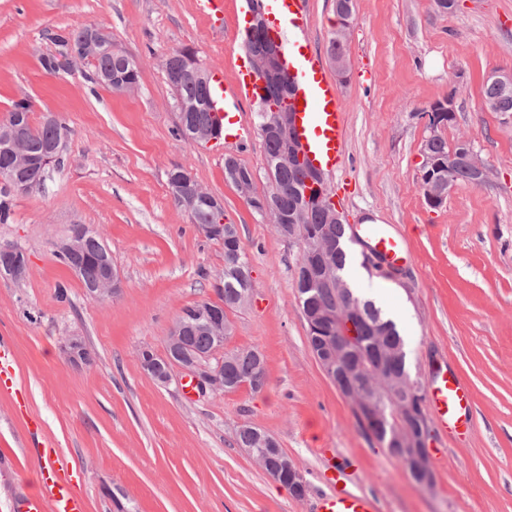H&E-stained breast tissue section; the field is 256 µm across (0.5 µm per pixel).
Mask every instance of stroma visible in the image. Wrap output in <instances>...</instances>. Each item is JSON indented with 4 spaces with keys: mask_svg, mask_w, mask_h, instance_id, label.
Instances as JSON below:
<instances>
[{
    "mask_svg": "<svg viewBox=\"0 0 512 512\" xmlns=\"http://www.w3.org/2000/svg\"><path fill=\"white\" fill-rule=\"evenodd\" d=\"M353 5L348 70L326 69L347 114L349 162L327 185L348 223L376 218L406 237L411 260L396 278L364 273L360 282L398 314L414 372L445 368L468 384L471 433L430 421L435 480L420 486L364 434L321 369L295 288L298 246L224 172L235 158L254 174L251 192L268 187L256 101L224 104L249 128L246 143L178 135L167 57L192 50L233 84L247 60L246 0H223L209 17L195 0H0V121L26 98L32 124L52 113L71 128L64 167L44 190L17 196L12 223L0 224V239L29 257L24 279L0 276V336L11 340L14 372L0 383V512L38 486L32 419L62 448L87 512H309L335 456L358 457L350 487L373 494L379 512H512V115L489 111L482 94L492 72H512V0H460L451 13L434 0ZM88 24L136 60L134 90L90 83L88 59L45 73L52 35ZM448 95L455 118L442 136L469 140L489 175L432 207L421 190L422 111ZM177 166L222 201L248 258L251 301L228 312L224 349L263 353L259 390L188 397L184 370L160 386L140 368V350L163 352L182 309L216 300L222 284V243L170 194ZM74 224L97 232L121 271L112 301L90 299L53 254ZM72 334L94 351L92 364L67 363L61 342ZM244 422L278 441L304 477L303 496L238 448Z\"/></svg>",
    "mask_w": 512,
    "mask_h": 512,
    "instance_id": "stroma-1",
    "label": "stroma"
}]
</instances>
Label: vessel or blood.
Returning <instances> with one entry per match:
<instances>
[{"instance_id":"vessel-or-blood-1","label":"vessel or blood","mask_w":512,"mask_h":512,"mask_svg":"<svg viewBox=\"0 0 512 512\" xmlns=\"http://www.w3.org/2000/svg\"><path fill=\"white\" fill-rule=\"evenodd\" d=\"M274 22L270 31L288 47L284 63L298 85L293 104L296 125L302 137L307 159L322 173L336 172L347 161L346 114L338 90L327 76L319 54L309 49L306 37L310 18L305 0H272ZM212 118L219 130L236 141H244L248 130L238 125L224 110L226 94L246 100L255 96V82L250 70H238L233 87H226L222 71L212 73ZM356 237L366 245V258L379 273L388 274L409 263L410 253L402 233L388 224H363ZM428 405L442 427L463 434L472 426L469 388L452 372L439 370L427 384ZM32 445L43 461L41 485L37 493L20 497L16 512H85V498L75 491L61 451L31 430ZM359 468L354 457L338 459L330 466L332 491L319 495L315 512H378L374 496L349 489L348 482Z\"/></svg>"}]
</instances>
